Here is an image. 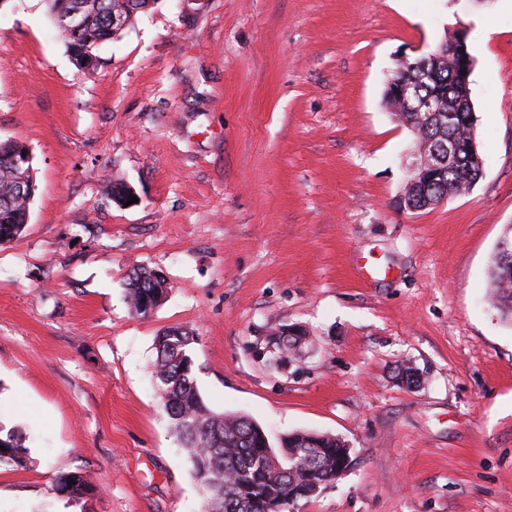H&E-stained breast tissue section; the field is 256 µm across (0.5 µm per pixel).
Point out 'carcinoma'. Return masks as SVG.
Returning <instances> with one entry per match:
<instances>
[{
    "mask_svg": "<svg viewBox=\"0 0 512 512\" xmlns=\"http://www.w3.org/2000/svg\"><path fill=\"white\" fill-rule=\"evenodd\" d=\"M155 0H45L47 14L71 54L92 56L101 44L113 38L112 13H124L125 24L151 8ZM78 10L81 26L60 25L64 14ZM460 65L450 60L437 63L424 55L403 67L400 79L411 96L438 100L441 111L430 114L411 111L412 102L400 105L397 120L418 131L416 145L434 148L452 141L457 159L425 170L418 178L413 194L414 206L422 207V198L462 195L482 175V159L469 152V135L475 113L463 111L464 86ZM27 147L15 140H0V242L22 233L28 221V204L21 194L19 180L33 175L18 170L1 156L18 155ZM157 281L151 269L142 268L130 278L128 298L132 310L147 316L155 305ZM490 304L505 321L512 320V257L494 254L490 270ZM194 336L183 329L171 328L156 338V358L152 377L162 407L172 420L175 432L189 450L192 473L203 496V512H288L295 502L316 495L334 480L336 442H313L309 432L289 434L293 467L282 461L283 442L273 444L257 423L246 417L226 416L212 411L204 403L189 355ZM29 460L25 435L18 428L7 431L0 426V465L22 466ZM91 490L88 477L80 472L61 476L57 493L72 502L84 499Z\"/></svg>",
    "mask_w": 512,
    "mask_h": 512,
    "instance_id": "cac0c4a2",
    "label": "carcinoma"
}]
</instances>
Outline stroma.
<instances>
[{"mask_svg": "<svg viewBox=\"0 0 512 512\" xmlns=\"http://www.w3.org/2000/svg\"><path fill=\"white\" fill-rule=\"evenodd\" d=\"M458 28L483 175L410 211L383 92ZM96 53L78 69L43 0L0 5V140L37 183L0 244V425L29 448L0 512H201L150 374L170 328L213 411L349 446L290 512H512V326L484 301L512 226V0H156ZM144 267L168 288L146 318ZM287 325L308 340L274 357ZM78 470L74 503L55 484ZM159 281H155L152 269L142 268L134 273L128 284V298L132 310L142 317H147V309L154 307ZM68 483H72L71 488H68ZM90 490L91 484L87 475L80 472L62 475L56 483L57 493L72 502H79L84 499Z\"/></svg>", "mask_w": 512, "mask_h": 512, "instance_id": "1", "label": "stroma"}]
</instances>
